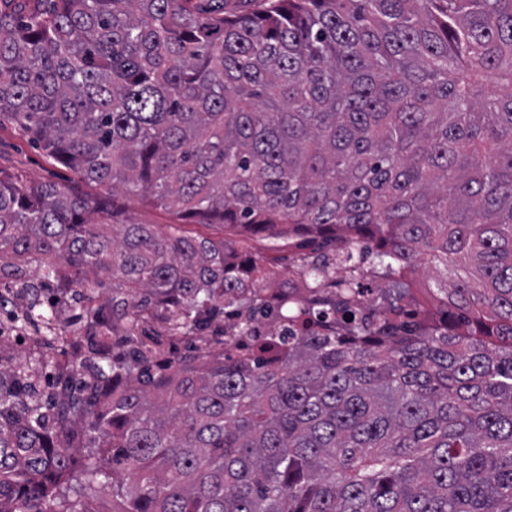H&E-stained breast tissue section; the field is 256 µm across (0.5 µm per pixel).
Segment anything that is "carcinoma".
I'll use <instances>...</instances> for the list:
<instances>
[{
  "mask_svg": "<svg viewBox=\"0 0 512 512\" xmlns=\"http://www.w3.org/2000/svg\"><path fill=\"white\" fill-rule=\"evenodd\" d=\"M261 2L0 0V115L103 189L0 174V278L112 279L56 391L46 362H0V512H93L98 475L112 512H512V0ZM120 194L305 229L293 332L157 362L145 312L188 336L235 307L249 336L266 265L134 224ZM429 256L447 321L388 324ZM378 294L377 285L369 280L363 281V288L361 289L358 300L357 317L359 321L370 324L377 316L378 311L374 306V299Z\"/></svg>",
  "mask_w": 512,
  "mask_h": 512,
  "instance_id": "cac0c4a2",
  "label": "carcinoma"
}]
</instances>
